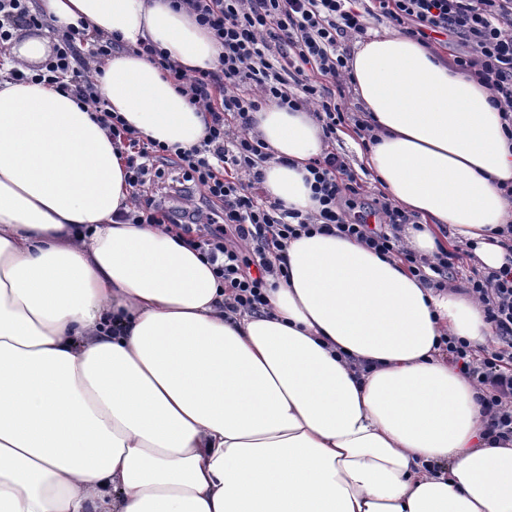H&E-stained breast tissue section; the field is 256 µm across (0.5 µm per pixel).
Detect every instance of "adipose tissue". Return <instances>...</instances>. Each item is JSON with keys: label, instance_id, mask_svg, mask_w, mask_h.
<instances>
[{"label": "adipose tissue", "instance_id": "1", "mask_svg": "<svg viewBox=\"0 0 512 512\" xmlns=\"http://www.w3.org/2000/svg\"><path fill=\"white\" fill-rule=\"evenodd\" d=\"M57 30L118 38L99 90L142 138L183 150L204 114L153 61L189 69L220 50L170 0H39ZM47 37L0 70V512H512V438L484 434L477 390L440 348L487 347L478 300L440 291L398 254L338 231L290 240L288 274L260 314L224 309L198 250L133 209L125 160L88 106L11 68L41 65ZM349 66L376 141L360 153L387 197L422 219L419 255L476 243L512 221V142L488 90L398 32L357 41ZM266 195L317 203L312 113L253 114Z\"/></svg>", "mask_w": 512, "mask_h": 512}]
</instances>
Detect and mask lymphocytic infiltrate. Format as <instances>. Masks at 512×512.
I'll use <instances>...</instances> for the list:
<instances>
[{
  "label": "lymphocytic infiltrate",
  "mask_w": 512,
  "mask_h": 512,
  "mask_svg": "<svg viewBox=\"0 0 512 512\" xmlns=\"http://www.w3.org/2000/svg\"><path fill=\"white\" fill-rule=\"evenodd\" d=\"M172 6L194 15L223 49L213 68L189 74L156 45L138 47L205 112L206 135L192 149L142 139L108 110L98 92L96 64L120 50L113 37L68 28L42 65L14 75L55 85L92 106L125 153L130 220L166 225L200 251L224 287L225 309L261 312L270 279L278 274L267 252L284 249L288 239L311 234L315 226L336 228L386 254L399 250L402 227L419 221L387 199L379 202V224L351 218L350 198L361 186L349 161L333 151L307 166L318 213L286 209L261 188V168L269 155L252 132L250 114L263 103L313 112L326 140H335L349 122L357 137L367 139L368 121L350 117L353 78L347 43L366 35L369 17H386L400 33L428 48L455 45L456 70L489 90L512 139V0H370L361 11L351 0H172ZM43 24L31 0H0V46L15 31ZM500 234L507 241L505 262L466 280L485 305L498 348L478 359L464 339L447 336L443 343L449 359L479 385L489 434L503 439L512 435V224Z\"/></svg>",
  "instance_id": "lymphocytic-infiltrate-1"
}]
</instances>
